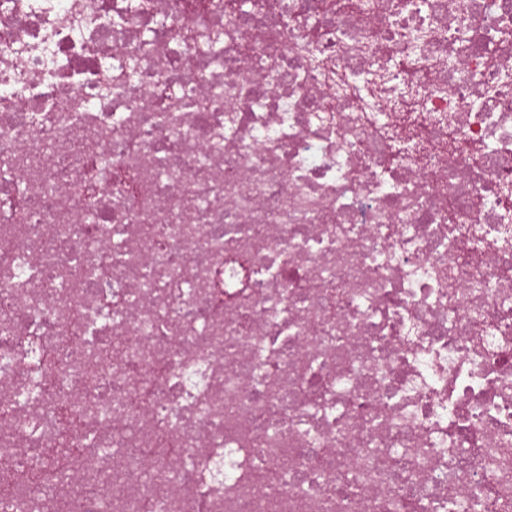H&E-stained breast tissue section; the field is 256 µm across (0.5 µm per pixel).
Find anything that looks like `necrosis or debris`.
<instances>
[{
  "label": "necrosis or debris",
  "mask_w": 512,
  "mask_h": 512,
  "mask_svg": "<svg viewBox=\"0 0 512 512\" xmlns=\"http://www.w3.org/2000/svg\"><path fill=\"white\" fill-rule=\"evenodd\" d=\"M130 2L0 0V512H512V0Z\"/></svg>",
  "instance_id": "obj_1"
}]
</instances>
